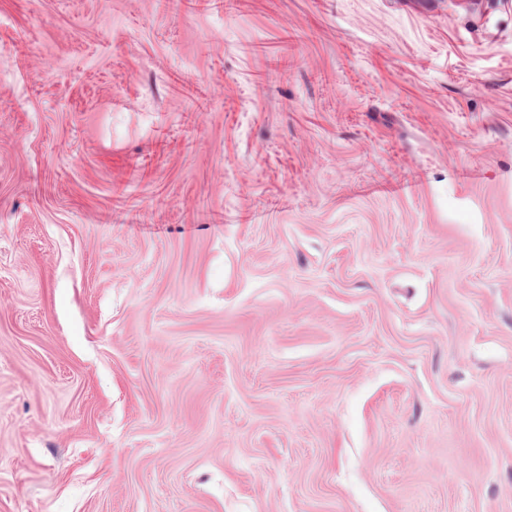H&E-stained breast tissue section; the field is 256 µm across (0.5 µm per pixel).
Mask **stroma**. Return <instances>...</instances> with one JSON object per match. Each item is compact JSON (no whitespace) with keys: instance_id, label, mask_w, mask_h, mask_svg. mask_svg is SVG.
Returning a JSON list of instances; mask_svg holds the SVG:
<instances>
[{"instance_id":"35a3bbf8","label":"stroma","mask_w":512,"mask_h":512,"mask_svg":"<svg viewBox=\"0 0 512 512\" xmlns=\"http://www.w3.org/2000/svg\"><path fill=\"white\" fill-rule=\"evenodd\" d=\"M0 512H512V7L0 0Z\"/></svg>"}]
</instances>
